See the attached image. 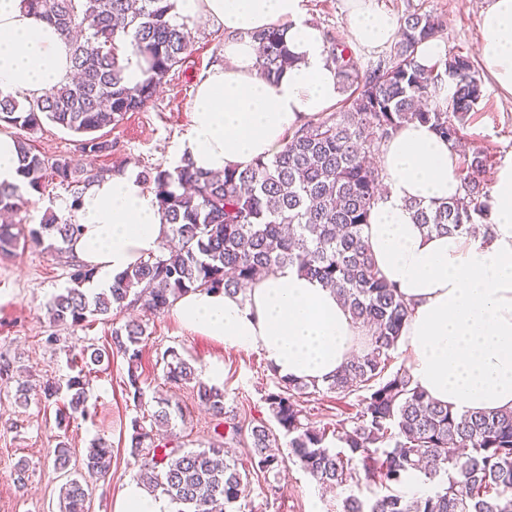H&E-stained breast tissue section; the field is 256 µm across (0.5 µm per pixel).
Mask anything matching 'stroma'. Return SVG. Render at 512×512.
Here are the masks:
<instances>
[{
	"instance_id": "1",
	"label": "stroma",
	"mask_w": 512,
	"mask_h": 512,
	"mask_svg": "<svg viewBox=\"0 0 512 512\" xmlns=\"http://www.w3.org/2000/svg\"><path fill=\"white\" fill-rule=\"evenodd\" d=\"M481 0H374L376 6L397 16L419 12L445 17L443 40L450 52L477 58L481 32L477 24ZM307 21L323 35L346 38L347 0H304ZM193 46L183 62L157 88L155 95L137 112L105 128L112 142L111 155L88 156L78 146L76 134L45 124L32 135L33 149L55 159L68 158L81 169H125L136 171L165 165L178 140L188 131L195 83L224 48V33L206 23L192 26ZM484 96L473 120L465 127L468 145L487 151L492 166L512 160V95L503 94L492 79L484 81ZM75 259L71 252L48 245L26 246L14 255H0V361H9V376H0V512H60L59 493L67 476L83 473L86 448L103 437L112 443V466L108 476L94 482L87 512H114L116 500L128 481L137 479L139 467L129 453L131 422L152 411L154 398L169 393L186 412L174 432L189 448H205L215 441L212 416L193 395L191 386L164 388L161 357L176 349L202 371L218 368L226 403L239 419L270 421L265 396L274 391L276 377L264 356L256 350H232L210 337L184 330L171 312L153 314L135 305L114 312L111 320L81 325L59 323L48 310L52 296L71 287ZM130 318L147 324L148 339L141 345L142 404L129 395L127 361L120 353L110 356L106 370L89 379V418L74 417L58 428L56 407L37 402L22 406L15 401L18 382L39 385L49 378L66 381L71 358L86 346L104 348L111 343L113 324ZM359 395H344L320 388L308 397L315 421L336 422L355 415ZM66 442L70 451L67 471L54 466L53 450ZM26 462L25 486L15 481L16 467ZM277 489L276 498L266 495L267 485ZM355 494L369 499L368 486L326 489L298 464L285 462L278 474L265 479L250 476V493L243 512H336L342 500Z\"/></svg>"
}]
</instances>
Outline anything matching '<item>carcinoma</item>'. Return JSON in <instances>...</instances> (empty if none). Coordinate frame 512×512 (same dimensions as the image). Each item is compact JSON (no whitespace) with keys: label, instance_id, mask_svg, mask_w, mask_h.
<instances>
[{"label":"carcinoma","instance_id":"carcinoma-1","mask_svg":"<svg viewBox=\"0 0 512 512\" xmlns=\"http://www.w3.org/2000/svg\"><path fill=\"white\" fill-rule=\"evenodd\" d=\"M36 17L71 39L74 79L51 89L37 101L21 102L0 92V126L29 134L50 122L80 135L81 152L104 155L112 142L99 131L129 112L141 110L191 48L190 32L172 20L170 0H23ZM441 16L410 13L400 22V39L373 69H362L352 48L334 38L327 53L336 65L343 110L309 123L288 136L284 148L224 177L194 168L190 159L169 170L160 166L139 178L155 193L165 223L177 239L174 248L141 260L115 278L101 293L87 295L79 284L91 278L84 265L72 274L76 287L49 302L54 319L78 325L112 311L143 303L153 313L169 309L190 290L207 288L247 299V288L262 272L294 267L332 287L355 322L368 329L361 353L354 355L327 389L365 393L348 423L318 426L301 398L315 383L278 378L265 402L280 428L291 436L293 462L317 483L343 487L365 482L377 487L373 498L351 494L338 512H512V411L453 413L414 385L404 368L390 371L409 305L398 289L378 277L363 237L365 224L382 191L374 158L383 141L403 124L420 121L452 147L483 97V83L473 61L450 53L440 62L444 72L424 69L415 53L424 41L441 37ZM260 48L258 66L272 81L295 63L284 30L271 26L252 35ZM128 42L143 57L147 78L134 85L124 76L118 43ZM455 82L452 110L430 101L438 98L442 74ZM23 186L0 185V212L18 214L28 199L42 193L50 179L78 207L84 188L112 174L102 168L80 179L66 159L50 161L18 140ZM488 156L463 154L459 176L463 193L440 204L409 203L417 224L428 233L476 232L489 220L484 173ZM81 227L47 208L38 226L23 230L0 224V253L28 243L68 245ZM146 326L130 318L112 328V348L128 364V394L142 402L141 349ZM110 358L105 349L87 347L72 357L77 369L66 386L48 379L39 388L18 383L16 400L26 405L63 399L58 423L88 414L87 376ZM163 379L170 385L193 384L199 403L224 427V439L241 441L243 427L225 404L224 389L203 380L175 350L162 355ZM185 419L183 408L156 401L149 420L132 421L130 455L140 463L146 489L169 500L176 512H242L238 503L250 492L249 475L274 472L285 463L273 452L274 430L264 421L250 427L248 453L223 462V443L186 449L158 443L153 429ZM84 474L68 478L60 489L62 512H85L90 480L105 477L112 465V443L93 440L83 461ZM423 471L436 489L408 498L399 491L407 475Z\"/></svg>","mask_w":512,"mask_h":512}]
</instances>
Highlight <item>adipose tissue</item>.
I'll return each instance as SVG.
<instances>
[{
	"mask_svg": "<svg viewBox=\"0 0 512 512\" xmlns=\"http://www.w3.org/2000/svg\"><path fill=\"white\" fill-rule=\"evenodd\" d=\"M350 43H392L400 21L373 0H352ZM178 21L224 30L222 61L201 75L191 122L169 158L215 173L244 169L279 153L289 134L328 113L342 95L320 29L304 0H173ZM277 25L297 63L277 81L257 65L253 33ZM478 54L499 87L512 93V0H487L478 12ZM72 75L70 41L22 0H0V91L33 101ZM386 193L364 239L379 276L410 306L400 338L418 387L451 410H512V163L496 170L489 230L477 237L429 234L410 201L458 197L459 156L420 122L405 123L380 146ZM73 219L72 253L92 268L88 292L110 288L133 264L156 254L169 234L155 194L126 171L96 181ZM187 331L236 350L262 353L278 376L320 385L334 378L363 334L335 292L286 267L256 280L246 297L199 289L174 303Z\"/></svg>",
	"mask_w": 512,
	"mask_h": 512,
	"instance_id": "ef3b65f1",
	"label": "adipose tissue"
}]
</instances>
